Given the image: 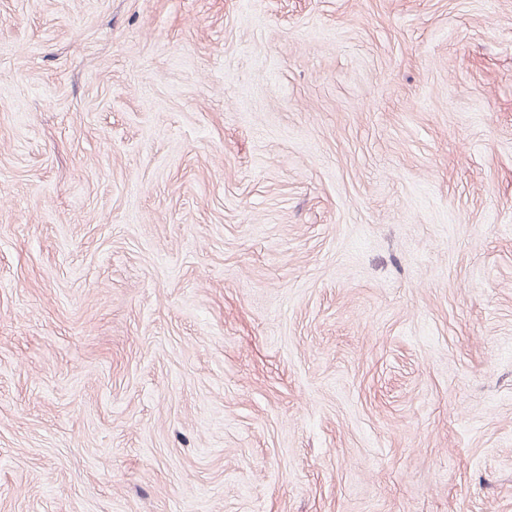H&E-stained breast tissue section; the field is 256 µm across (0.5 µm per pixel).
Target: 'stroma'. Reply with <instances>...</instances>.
I'll list each match as a JSON object with an SVG mask.
<instances>
[{"label": "stroma", "mask_w": 512, "mask_h": 512, "mask_svg": "<svg viewBox=\"0 0 512 512\" xmlns=\"http://www.w3.org/2000/svg\"><path fill=\"white\" fill-rule=\"evenodd\" d=\"M0 512H512V0H0Z\"/></svg>", "instance_id": "1"}]
</instances>
